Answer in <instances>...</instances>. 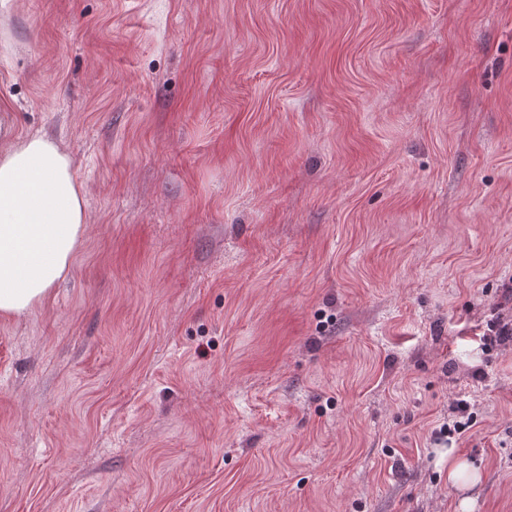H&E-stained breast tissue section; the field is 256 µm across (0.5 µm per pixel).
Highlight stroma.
I'll return each mask as SVG.
<instances>
[{"label": "stroma", "mask_w": 512, "mask_h": 512, "mask_svg": "<svg viewBox=\"0 0 512 512\" xmlns=\"http://www.w3.org/2000/svg\"><path fill=\"white\" fill-rule=\"evenodd\" d=\"M2 40L89 219L0 319V512H512V0H13ZM480 480L479 469L470 461L448 452V484L453 487L472 488Z\"/></svg>", "instance_id": "stroma-1"}]
</instances>
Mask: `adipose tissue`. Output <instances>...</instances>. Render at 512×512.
<instances>
[{
	"mask_svg": "<svg viewBox=\"0 0 512 512\" xmlns=\"http://www.w3.org/2000/svg\"><path fill=\"white\" fill-rule=\"evenodd\" d=\"M85 192L53 136L0 148V317L43 303L69 274L86 230Z\"/></svg>",
	"mask_w": 512,
	"mask_h": 512,
	"instance_id": "ef3b65f1",
	"label": "adipose tissue"
}]
</instances>
